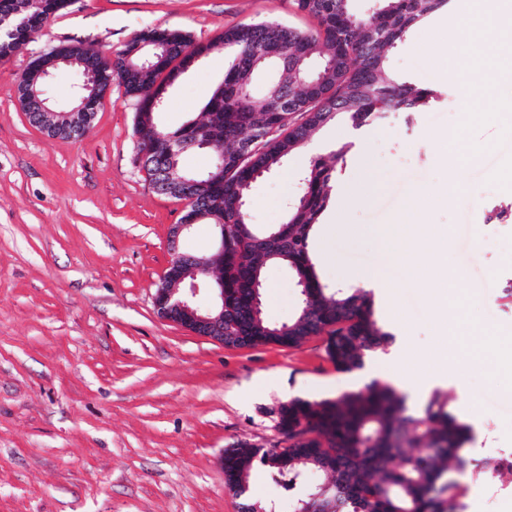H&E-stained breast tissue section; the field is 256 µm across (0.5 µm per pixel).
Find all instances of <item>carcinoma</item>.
Wrapping results in <instances>:
<instances>
[{
	"label": "carcinoma",
	"instance_id": "carcinoma-1",
	"mask_svg": "<svg viewBox=\"0 0 512 512\" xmlns=\"http://www.w3.org/2000/svg\"><path fill=\"white\" fill-rule=\"evenodd\" d=\"M371 14L360 16L350 0H295L299 11L316 22L297 30L279 21H261L224 29L216 42L224 46L228 67L224 87L214 91L201 119L176 131L160 123L156 97L174 84L183 68V54L196 47L190 35L155 29L165 48L140 47L147 31L134 34L110 56L90 53L77 44L59 54L81 71L119 74L118 85L135 102L138 155L150 181L176 184L190 178L179 158L167 151L173 140L205 144L224 174L197 179L185 216L224 230V335L238 336L250 346H298L307 337L327 335L326 354L336 370L352 372L365 358L388 347L393 336L374 319L372 294L362 288H329L322 284L309 253V239L327 207L336 166L349 146L317 156L304 172L303 189L285 222L255 231L245 218L252 184L278 170L328 123L343 120L359 129L395 112H424L442 92L400 82L388 71L387 52L416 23L448 6L449 0H379ZM67 0H53L51 12L25 14L45 27ZM19 17L0 10V57L19 44L13 31ZM214 42V43H216ZM273 42L283 61L266 57ZM210 42L201 45L209 51ZM270 68L279 78L270 82L261 101L254 93L258 77ZM17 99L29 122L52 138L66 139L61 111L42 109L26 96ZM254 140L252 153L237 156L240 141ZM274 263L293 269L303 295L302 311L288 324L269 322L262 311L263 271ZM278 428L286 446L255 448L240 442L224 450L225 485L242 497L244 512H276L271 501L243 494L253 464L266 467L280 493L296 502L294 512H460L466 485L460 481L472 459L465 445L470 428L448 406L441 390L432 391L416 409L394 386L373 380L336 399L294 397L278 409ZM323 471L330 481L305 485V471Z\"/></svg>",
	"mask_w": 512,
	"mask_h": 512
}]
</instances>
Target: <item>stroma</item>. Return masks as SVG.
I'll list each match as a JSON object with an SVG mask.
<instances>
[{
    "instance_id": "obj_1",
    "label": "stroma",
    "mask_w": 512,
    "mask_h": 512,
    "mask_svg": "<svg viewBox=\"0 0 512 512\" xmlns=\"http://www.w3.org/2000/svg\"><path fill=\"white\" fill-rule=\"evenodd\" d=\"M259 21L315 25L294 0H73L0 57V512H240L224 483L225 448L282 445V402L360 389L389 363L404 366L410 401L437 388L447 394L472 429L474 462L512 453L505 372L493 360L466 370L453 358L446 373L425 377L431 354L453 347L434 312L435 288L414 285L373 234L423 193L427 204L412 220L447 237L448 275L438 286L460 282L473 296L472 349L482 350L488 326L512 336V292L504 290L512 284V224L490 225L476 247L472 207L448 200L457 184L512 205V181L498 177L512 167V109L473 127V140L488 149L458 169L448 165L445 137L460 113L443 101L409 122L399 116L358 131L329 124L253 184L250 223L274 227L300 194L311 157L351 146L310 254L328 286L360 287L367 274L390 284L391 303L375 305L374 317L394 340L343 373L320 335L296 347L229 348L161 317L154 297L171 260L168 230L186 204L151 186L137 155L134 103L112 88L89 132L60 140L32 126L15 95L32 60L63 43L106 55L145 28L181 29L206 43ZM439 41L447 55L434 53ZM459 51L450 32L425 21L389 51L388 66L398 80L454 94L473 83L472 74L447 72ZM226 67L223 49L202 57L169 88L162 124L173 131L196 118ZM495 278L502 291L492 290ZM296 281L287 265L266 267L262 308L270 321L297 316ZM465 481L471 512H512V482L479 472Z\"/></svg>"
}]
</instances>
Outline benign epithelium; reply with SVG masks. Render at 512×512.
Instances as JSON below:
<instances>
[{
    "mask_svg": "<svg viewBox=\"0 0 512 512\" xmlns=\"http://www.w3.org/2000/svg\"><path fill=\"white\" fill-rule=\"evenodd\" d=\"M49 76L50 73L44 70L34 77L25 75L21 78V84L32 100H38L41 80ZM87 79L86 90L89 91V95L82 98V104L77 111L89 117L96 111L100 85L91 73L87 74ZM191 227L192 223L184 221L170 227L168 237V247L172 256L170 265L177 267V285L172 288L157 289L155 307L163 318L199 336L222 344L224 343V285L221 284L215 289L210 306L201 309L194 306L193 301L199 293L196 283L198 276L208 274L209 265L224 257V234L216 235V250L212 254L203 257L189 256L179 251V240ZM184 283L188 284V287H182Z\"/></svg>",
    "mask_w": 512,
    "mask_h": 512,
    "instance_id": "7a95c632",
    "label": "benign epithelium"
}]
</instances>
